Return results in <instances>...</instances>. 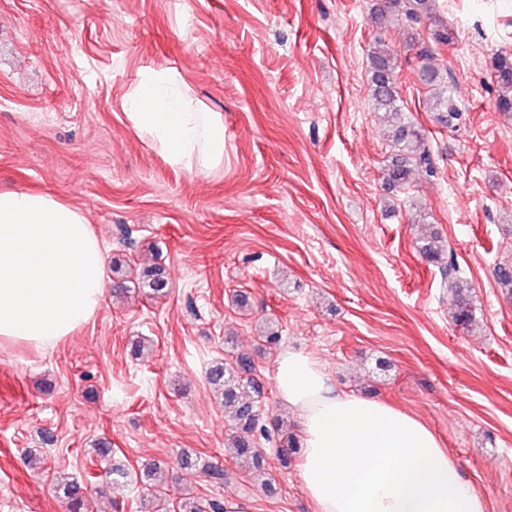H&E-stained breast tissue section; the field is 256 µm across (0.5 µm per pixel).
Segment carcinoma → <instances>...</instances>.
I'll return each instance as SVG.
<instances>
[{
  "label": "carcinoma",
  "mask_w": 512,
  "mask_h": 512,
  "mask_svg": "<svg viewBox=\"0 0 512 512\" xmlns=\"http://www.w3.org/2000/svg\"><path fill=\"white\" fill-rule=\"evenodd\" d=\"M431 10L432 0H373L372 5L374 22L382 25L396 20L407 28L412 40L415 39V26L431 16ZM434 61L433 49L424 46L416 52L415 66L418 74L429 85L436 84L439 79ZM398 69L399 59L395 53L384 42H377L368 56V87L375 111L394 120V151L385 169L384 182L389 190L397 192L406 187L414 170L425 168L430 171L433 167L431 154L425 146V134L403 116V100L397 83ZM494 69L499 88L497 106L504 112L512 111V54H496ZM429 109L437 113L440 121L448 128L456 127L462 115L454 95L447 90L433 94ZM418 248L427 260L443 264L450 282L455 321L466 327L472 325L475 310L458 276L454 254L446 252L441 238L431 231L422 234ZM167 286L166 271L154 264L144 268L136 279L121 281L117 285L116 294L124 295L135 288L155 296L163 294ZM208 382L223 397L224 412L233 423L229 447L233 448V457L240 468L249 472L261 469L263 456L259 443L262 440L269 442L276 438L281 448L297 447L296 438L288 433L287 424L282 418H273L268 426L262 423L259 397L263 394L264 384L255 375V366L249 356L239 354L212 366L208 372ZM182 465L199 470L216 484H224L225 473L222 468L189 456L182 458ZM160 473L161 467L152 464L147 476L155 479V483L151 484L153 496L164 500L168 489L165 482L159 479ZM51 483L55 493L66 503L67 512H84L86 486L83 479L54 471Z\"/></svg>",
  "instance_id": "obj_1"
}]
</instances>
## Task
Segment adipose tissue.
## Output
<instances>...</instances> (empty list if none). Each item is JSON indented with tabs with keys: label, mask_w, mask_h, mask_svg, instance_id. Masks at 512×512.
<instances>
[{
	"label": "adipose tissue",
	"mask_w": 512,
	"mask_h": 512,
	"mask_svg": "<svg viewBox=\"0 0 512 512\" xmlns=\"http://www.w3.org/2000/svg\"><path fill=\"white\" fill-rule=\"evenodd\" d=\"M135 128L174 163L205 172L224 159V123L173 74L147 71L127 97ZM106 256L83 213L53 196L0 191V339L70 335L100 308ZM280 403L301 426L298 474L315 512H488L436 434L387 400L336 390L311 353L278 358Z\"/></svg>",
	"instance_id": "adipose-tissue-1"
}]
</instances>
